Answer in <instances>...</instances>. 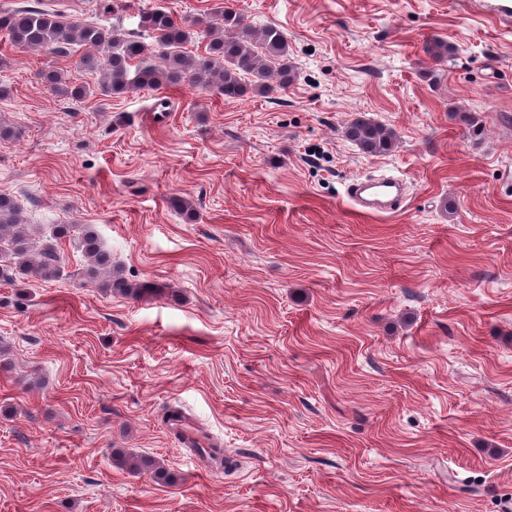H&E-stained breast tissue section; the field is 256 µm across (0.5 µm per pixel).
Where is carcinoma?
<instances>
[{"instance_id": "carcinoma-1", "label": "carcinoma", "mask_w": 512, "mask_h": 512, "mask_svg": "<svg viewBox=\"0 0 512 512\" xmlns=\"http://www.w3.org/2000/svg\"><path fill=\"white\" fill-rule=\"evenodd\" d=\"M38 2V7L0 12V31L20 49L51 50L65 56L73 46L83 48L80 67L100 76L97 88L69 85L57 69L40 73L55 92L72 98L94 92L106 98L120 97L179 85L241 98L250 92L274 94L295 78L281 31L272 26L256 31L230 8L214 22L199 15L177 18L157 4L140 10L138 28L152 37L148 44L118 24H76L53 0ZM199 33L207 38L204 50L185 51V44ZM344 136L366 155L388 154L396 146L390 130L363 117L354 119ZM31 228L21 206L11 196L0 194V281H50L60 276L63 255L58 242L69 236L70 225L56 224L42 236ZM80 247L87 260L82 271L85 283L131 298L140 296L144 285L128 283L112 266V256L101 248L94 227L83 228ZM112 454L139 474L159 482L171 480L167 469L150 457H128L117 449Z\"/></svg>"}]
</instances>
